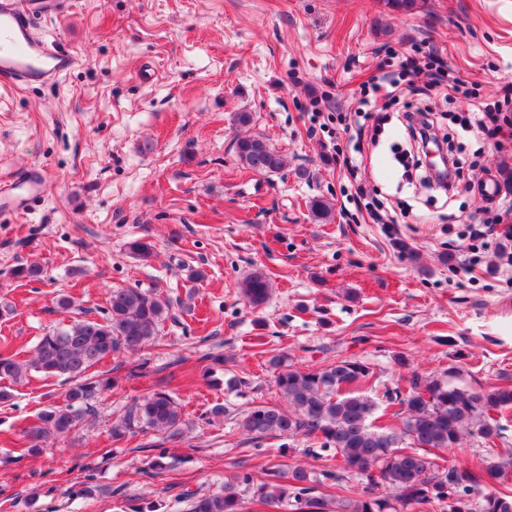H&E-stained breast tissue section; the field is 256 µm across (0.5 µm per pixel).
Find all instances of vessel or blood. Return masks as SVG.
<instances>
[{
    "instance_id": "1",
    "label": "vessel or blood",
    "mask_w": 512,
    "mask_h": 512,
    "mask_svg": "<svg viewBox=\"0 0 512 512\" xmlns=\"http://www.w3.org/2000/svg\"><path fill=\"white\" fill-rule=\"evenodd\" d=\"M69 0H0V83L51 87L76 68L78 56L40 36L35 16L59 17Z\"/></svg>"
}]
</instances>
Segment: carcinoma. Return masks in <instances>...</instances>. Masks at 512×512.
Returning a JSON list of instances; mask_svg holds the SVG:
<instances>
[{
	"mask_svg": "<svg viewBox=\"0 0 512 512\" xmlns=\"http://www.w3.org/2000/svg\"><path fill=\"white\" fill-rule=\"evenodd\" d=\"M236 153L244 167L260 174L280 171L285 159L261 137L237 140ZM318 222L330 218L332 208L324 199L311 202ZM130 254L149 261L154 246L145 238L127 242ZM244 298L260 307L269 298V279L261 271L240 285ZM169 305L154 293L139 288L109 291L103 317L82 319L47 330L33 351L0 354V379L19 383L38 373L69 383L60 405L39 414L40 424L29 430V450H39L50 437L69 433L94 413L91 401L109 381L94 379L87 371L105 358L121 352L135 353L156 341ZM277 394L286 403H255L241 412L242 427L258 440L303 436L313 441L308 452L337 462L319 473L294 467L284 473L273 468L268 479L253 481L238 472L224 481L217 494L197 495L189 512H244L245 500L287 512H386L381 488L395 492L403 505H439L440 512H512V489L485 491L487 481L500 483L512 471V447L499 452V460L477 473L463 465L441 467L431 458L433 450L458 447L467 433L486 444L501 438L502 426L494 414L512 407V386L467 388L416 373L404 386L377 390L374 373L364 361L340 359L321 368L301 371L271 360ZM387 415L395 422L375 424ZM181 408L172 393L162 389L134 402L112 435L137 431L181 433ZM353 475L361 487L347 484ZM325 480L336 482L333 498L317 494Z\"/></svg>",
	"mask_w": 512,
	"mask_h": 512,
	"instance_id": "cac0c4a2",
	"label": "carcinoma"
}]
</instances>
